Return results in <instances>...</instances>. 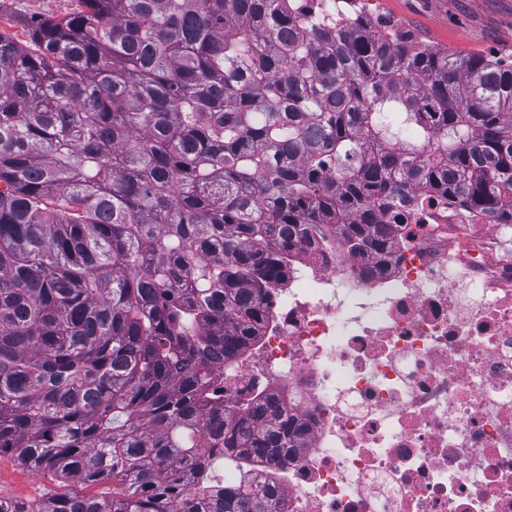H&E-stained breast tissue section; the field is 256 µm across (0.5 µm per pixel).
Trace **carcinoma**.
<instances>
[{"label":"carcinoma","mask_w":512,"mask_h":512,"mask_svg":"<svg viewBox=\"0 0 512 512\" xmlns=\"http://www.w3.org/2000/svg\"><path fill=\"white\" fill-rule=\"evenodd\" d=\"M79 2L0 28V456L70 488L0 512H281L209 489L304 441L214 364L339 210L358 253L414 185L512 224V63L310 0Z\"/></svg>","instance_id":"cac0c4a2"}]
</instances>
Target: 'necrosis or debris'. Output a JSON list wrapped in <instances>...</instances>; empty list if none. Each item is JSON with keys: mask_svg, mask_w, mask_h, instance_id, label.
<instances>
[{"mask_svg": "<svg viewBox=\"0 0 512 512\" xmlns=\"http://www.w3.org/2000/svg\"><path fill=\"white\" fill-rule=\"evenodd\" d=\"M378 231L381 255L298 246L216 368L307 427L255 479L283 512H512V226L417 187Z\"/></svg>", "mask_w": 512, "mask_h": 512, "instance_id": "4bbe7bcc", "label": "necrosis or debris"}]
</instances>
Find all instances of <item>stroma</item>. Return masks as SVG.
Here are the masks:
<instances>
[{
  "label": "stroma",
  "mask_w": 512,
  "mask_h": 512,
  "mask_svg": "<svg viewBox=\"0 0 512 512\" xmlns=\"http://www.w3.org/2000/svg\"><path fill=\"white\" fill-rule=\"evenodd\" d=\"M79 7L78 0H0V21L11 23L12 34L23 42L27 35L16 18L61 17ZM355 10L438 49L512 60V0H357ZM58 488L50 474L0 458L1 496L28 503Z\"/></svg>",
  "instance_id": "stroma-1"
}]
</instances>
